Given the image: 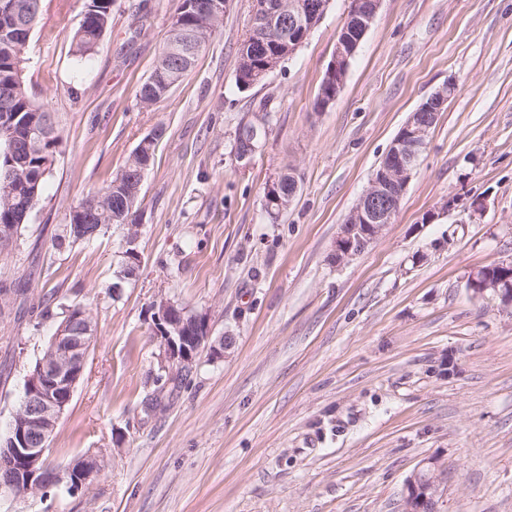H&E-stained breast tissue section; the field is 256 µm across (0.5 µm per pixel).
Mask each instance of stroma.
<instances>
[{
    "mask_svg": "<svg viewBox=\"0 0 512 512\" xmlns=\"http://www.w3.org/2000/svg\"><path fill=\"white\" fill-rule=\"evenodd\" d=\"M179 4L115 0L110 30L80 60L70 36L86 0H42L30 32L25 82L62 141L0 276L25 280L31 302L51 294L89 309L96 340L47 459L99 449L108 462L82 493L55 488L50 509L20 497L0 512H402L406 481L429 460L443 473L439 512H512V310L466 287L512 258V0H383L321 112L351 0H330L296 53L245 91L235 71L252 0H233L185 80L147 107L136 91ZM445 85L454 92L394 223L333 264L373 170ZM264 99L270 131L244 166L235 132ZM157 127L142 264L115 300L122 227L60 251L52 239ZM290 169L300 191L269 218L264 189ZM161 294L234 344L200 357L169 407L148 416L149 308ZM56 327L0 323V348H15L0 435Z\"/></svg>",
    "mask_w": 512,
    "mask_h": 512,
    "instance_id": "obj_1",
    "label": "stroma"
}]
</instances>
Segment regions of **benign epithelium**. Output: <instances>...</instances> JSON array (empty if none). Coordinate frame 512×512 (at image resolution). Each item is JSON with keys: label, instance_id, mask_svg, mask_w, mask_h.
<instances>
[{"label": "benign epithelium", "instance_id": "benign-epithelium-1", "mask_svg": "<svg viewBox=\"0 0 512 512\" xmlns=\"http://www.w3.org/2000/svg\"><path fill=\"white\" fill-rule=\"evenodd\" d=\"M382 0H362L361 7L351 16L352 34H347L336 43L327 76L328 97L324 104L330 105L341 90L350 57L354 56L361 39L376 21ZM328 2L316 0H290L283 4L279 0H254L250 30L245 44L251 54L242 62L258 76H266L276 70L285 54H293L311 30L322 19ZM288 17L292 26V45L281 51L280 44L272 36L273 23L277 17ZM452 88L444 86L435 91L410 115L388 149L391 162L373 173L368 187L349 211L344 224L334 241L331 259L340 265L361 254L382 235L385 228L394 222L403 196L415 173L419 158L426 147L432 117L439 115L448 102ZM469 291L474 297L488 292L495 294L505 306L512 307V288H500L481 276H472ZM153 309L161 318L159 332V354L157 363L167 373L174 375L184 366L194 362V345L206 344L215 358L224 355L231 338L212 336L207 315L176 309L172 301L160 295L153 302ZM204 328V335L189 336L190 327ZM94 324L91 319L79 314L63 321L52 337L51 350L38 360L36 370L27 378L29 397L27 403L13 413L12 428L16 437L10 447L0 448V487L9 486L20 490V494H38L52 485L54 475L46 471L43 464L46 449L42 440L54 431L68 403L73 388L82 376L90 347L88 335ZM25 465H16V457ZM443 476L436 462L422 464L406 483L403 496L404 512H438V503L443 496Z\"/></svg>", "mask_w": 512, "mask_h": 512}]
</instances>
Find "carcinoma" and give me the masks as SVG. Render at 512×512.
Masks as SVG:
<instances>
[{
    "mask_svg": "<svg viewBox=\"0 0 512 512\" xmlns=\"http://www.w3.org/2000/svg\"><path fill=\"white\" fill-rule=\"evenodd\" d=\"M114 0H88L82 23L71 40L77 57L92 52L111 25ZM41 0H6L0 9V225L15 226L12 237L0 238V254L11 251L29 223L39 202L46 177L54 163L58 145V128L50 115L37 106L28 94L23 80V64L30 31L40 12ZM232 0H181L178 12L169 25V34L154 70L138 88L140 103L150 106L163 101L194 68L221 25ZM144 137L125 161L119 173L104 188L90 191L68 214L67 223L54 235L56 247L85 240L74 225L90 224L95 236L105 234L112 226L126 231L138 225L142 184L138 173L148 170L158 137ZM27 288L20 280L0 278V296H12V306L0 310V318L16 322L33 317L60 318L88 312L80 304L64 305L48 297L36 306L25 301ZM192 368L187 367L174 378L155 370L148 380L152 390L143 401L144 411L153 412L166 395L177 391L187 381ZM53 487L64 486L76 494L77 485L70 467L56 469Z\"/></svg>",
    "mask_w": 512,
    "mask_h": 512,
    "instance_id": "carcinoma-1",
    "label": "carcinoma"
}]
</instances>
